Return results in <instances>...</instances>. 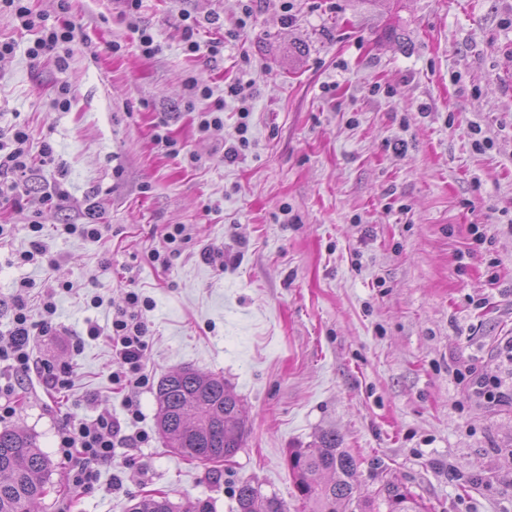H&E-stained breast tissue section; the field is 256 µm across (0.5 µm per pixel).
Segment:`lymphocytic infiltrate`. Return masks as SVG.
Returning <instances> with one entry per match:
<instances>
[{"label": "lymphocytic infiltrate", "mask_w": 512, "mask_h": 512, "mask_svg": "<svg viewBox=\"0 0 512 512\" xmlns=\"http://www.w3.org/2000/svg\"><path fill=\"white\" fill-rule=\"evenodd\" d=\"M9 15L17 29L30 36L25 53L33 60H51L58 69H66L77 44L87 37L69 19V4L62 0L60 14L54 22L37 13L31 0H0V13ZM33 134L24 124L0 130V200L21 209L28 206L24 179L34 164L54 163V149L42 143L39 155H32L30 143ZM56 305L52 298H44L40 311H32L23 297L13 304L12 330L8 348H0V361L7 362L14 373L41 378L47 389H66L71 384L68 368H55L48 361L34 357L31 341L34 336L46 334L52 327ZM148 326L142 315L119 311L112 319L108 334H101L96 326H88L87 336L106 337L112 353L111 380L120 387L136 386L143 382V357ZM136 404H128L126 418L109 411L98 413L92 419L67 422L57 435V448L66 459H79L80 464L71 476L73 488L89 492L97 479L99 465L111 462L116 449L127 446L131 437L125 432V419L136 418Z\"/></svg>", "instance_id": "obj_1"}]
</instances>
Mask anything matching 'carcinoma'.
<instances>
[{"label":"carcinoma","mask_w":512,"mask_h":512,"mask_svg":"<svg viewBox=\"0 0 512 512\" xmlns=\"http://www.w3.org/2000/svg\"><path fill=\"white\" fill-rule=\"evenodd\" d=\"M156 423L159 434L182 457L204 465L226 461L242 447L245 420L240 400L224 377L191 369L172 372L158 384ZM288 465L306 512H420V505L399 486L386 483L380 502L356 500L358 464L338 447L336 433L327 432L307 448L290 452ZM50 461L34 436L13 428L0 429V512H37ZM236 512H287L276 495H264L249 482L235 490ZM128 512H177L159 495H148Z\"/></svg>","instance_id":"obj_1"}]
</instances>
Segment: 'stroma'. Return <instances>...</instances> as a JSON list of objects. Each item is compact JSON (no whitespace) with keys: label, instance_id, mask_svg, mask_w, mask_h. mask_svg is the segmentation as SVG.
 <instances>
[{"label":"stroma","instance_id":"stroma-1","mask_svg":"<svg viewBox=\"0 0 512 512\" xmlns=\"http://www.w3.org/2000/svg\"><path fill=\"white\" fill-rule=\"evenodd\" d=\"M186 13L223 34L216 59L184 50ZM69 17L91 45L61 71L29 59L0 14V39L17 43L0 60V129L29 124L55 150L31 196L69 195L40 222L76 221L96 188L106 226L97 242L48 236L56 267L17 266L31 213L0 204V347L15 296L53 294L34 354L74 382L16 386L0 420L51 461L39 512H128L155 492L234 512L247 480L304 512L288 455L331 431L358 461L361 497L387 476L424 512H512V404H481L458 377L471 366L512 383L496 352L512 336V0H143L133 15L124 0H70ZM143 27L161 45L150 59ZM195 80L223 103V130L199 132ZM63 82L74 98L60 111ZM243 106L248 144L230 162ZM160 134L200 163L167 154ZM174 224L191 240L164 269L150 254ZM473 224L492 244L473 245ZM130 290L151 302L147 381L120 390L105 334ZM184 368L223 376L246 411L243 447L211 470L157 430L158 383ZM131 401L137 443L74 493L59 426L125 416Z\"/></svg>","mask_w":512,"mask_h":512}]
</instances>
